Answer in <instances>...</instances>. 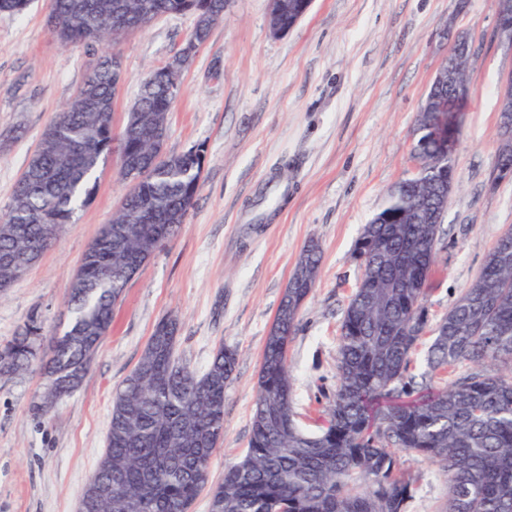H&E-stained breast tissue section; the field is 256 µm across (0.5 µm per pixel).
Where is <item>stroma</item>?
I'll use <instances>...</instances> for the list:
<instances>
[{
  "label": "stroma",
  "instance_id": "obj_1",
  "mask_svg": "<svg viewBox=\"0 0 512 512\" xmlns=\"http://www.w3.org/2000/svg\"><path fill=\"white\" fill-rule=\"evenodd\" d=\"M49 0L0 13V210L38 149L44 128L90 73L97 48L61 45ZM270 0H226L223 17L180 77L165 150L200 144L205 167L186 221L128 284L82 387L44 419L30 403L37 374L0 378V512H77L105 448L112 394L138 362L157 323L181 322L177 349L204 371L219 346L237 350L224 396V441L209 482L247 448L265 338L303 246L321 268L289 345L295 412L321 426L336 389L344 308L361 277L355 243L387 189L412 172L416 116L454 37L473 47L471 98L455 153L457 189L441 226L424 305L445 315L477 277L498 236L512 228V180L491 185L499 87L512 51L494 38L496 0H313L276 37ZM191 13L167 14L122 39L124 81L112 124L121 128L142 79L178 52ZM126 192L115 157L96 173L89 201L40 262L0 293V345L26 318L65 329L70 278ZM417 475L408 512H440L445 475L428 459L397 455Z\"/></svg>",
  "mask_w": 512,
  "mask_h": 512
}]
</instances>
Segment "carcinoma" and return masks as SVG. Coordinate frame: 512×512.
I'll list each match as a JSON object with an SVG mask.
<instances>
[{
	"instance_id": "carcinoma-1",
	"label": "carcinoma",
	"mask_w": 512,
	"mask_h": 512,
	"mask_svg": "<svg viewBox=\"0 0 512 512\" xmlns=\"http://www.w3.org/2000/svg\"><path fill=\"white\" fill-rule=\"evenodd\" d=\"M193 11L190 41L203 43L224 13V0H52L49 28L67 46L95 35L102 63L81 91L92 104L67 103L44 129L40 149L17 180L0 214V292L33 265L92 192L91 181L112 152L134 160L121 176L147 170L112 220L89 245L67 291L69 326L42 350L43 323L31 314L0 346V377L39 370L43 389L31 408L47 415L76 391L100 349L116 305L142 265L177 235L194 203L202 159L192 149L154 161L149 137L167 129L180 74L141 84L138 111L114 132L118 82L112 67L123 31L148 11ZM417 115L415 147L429 157L437 100L448 83L434 82ZM491 183L512 178V153L500 158ZM455 159L403 178L363 226L356 256L362 274L345 308L337 357V384L319 431L294 419V384L288 347L301 309L320 274L321 248L301 250L266 336L258 374L251 435L241 458L211 490L210 512H406L417 478L397 469L396 452L422 456L446 476L441 512H512V229L487 253L482 269L448 312L430 325L423 305L437 264L439 218L448 207ZM179 320L160 321L137 364L112 398L106 450L87 486L110 487L88 512H190L208 483L210 459L224 440V395L235 374L233 348L220 346L198 373L176 358ZM432 334L426 369L410 372L411 354ZM470 370L443 387L438 371ZM424 393L421 407L390 412L376 427L372 403Z\"/></svg>"
}]
</instances>
